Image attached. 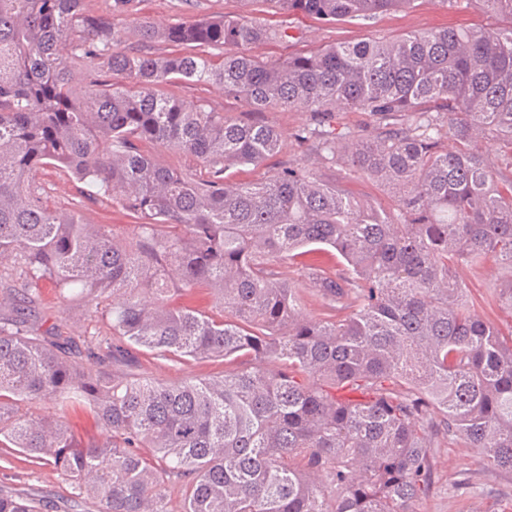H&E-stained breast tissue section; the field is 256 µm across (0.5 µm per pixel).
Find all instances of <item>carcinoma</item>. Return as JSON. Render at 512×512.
Instances as JSON below:
<instances>
[{
  "mask_svg": "<svg viewBox=\"0 0 512 512\" xmlns=\"http://www.w3.org/2000/svg\"><path fill=\"white\" fill-rule=\"evenodd\" d=\"M272 2L334 25L415 0ZM478 2L508 25L268 62L245 48L288 28L224 15L141 22V40L182 48L155 57L127 52L125 24L88 0H0V447L53 463L100 512H412L435 485L439 417L512 470V335L479 316L457 277L463 265L512 269V179L475 147L487 134L512 145V0ZM182 81L221 85L255 115L309 113L316 125L298 139L394 189L399 217L305 168L236 178L279 152L283 134L163 91ZM352 110L382 130L336 133L332 117ZM444 134L456 147L440 149ZM145 142L198 168L165 166ZM49 166L136 223L119 233L48 208L37 175ZM329 249L346 263L338 276L306 264L302 284L274 277L275 264ZM46 280L109 324L87 353L138 347L239 369L164 384L86 364L16 307V284L32 307ZM307 287L348 299L349 313L309 315ZM195 288L220 315L174 302ZM34 399L54 414L29 415ZM75 406L103 439H77ZM44 509L0 489V512Z\"/></svg>",
  "mask_w": 512,
  "mask_h": 512,
  "instance_id": "cac0c4a2",
  "label": "carcinoma"
}]
</instances>
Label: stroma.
<instances>
[{
  "instance_id": "stroma-1",
  "label": "stroma",
  "mask_w": 512,
  "mask_h": 512,
  "mask_svg": "<svg viewBox=\"0 0 512 512\" xmlns=\"http://www.w3.org/2000/svg\"><path fill=\"white\" fill-rule=\"evenodd\" d=\"M224 14L246 16L273 28L288 27L287 40H271L249 47V55L275 60L304 54L333 42L370 39L389 41L411 32L443 28H467L474 25H499L500 20L483 12L477 0H462L455 8L438 5L437 0H416L414 6L367 20H352L326 26L302 14L290 15L273 7L269 0H131L127 6L128 22L163 19L171 25ZM170 90L185 100H202L229 117L244 120L248 106L240 99L225 95L223 87L176 83ZM266 121L286 136L284 150L270 157L266 165L277 168L299 163L324 180L345 181L362 201L395 211L397 195L377 180L328 162L315 155L309 143L298 140L297 133L310 125L305 112H269ZM44 186L45 201L59 209H79L92 224H111L119 231L128 230L132 215L121 205L82 198L77 182L57 169L46 168L38 174ZM458 276L469 301L485 320L503 333L512 332V306L501 299V288L512 284V269L505 266H465ZM40 331L71 337L80 342L83 336L101 332L99 324L87 320L78 303H63L53 284H39V301L31 311ZM111 371L127 372L162 383H177L192 378L219 377L233 371V363L217 359L173 361L140 349L132 361L111 363ZM436 467V486L432 493L414 506L415 512H512V471L488 465L460 436L440 434L432 439ZM0 487L36 495L49 504L47 512H98L92 500L73 506L74 489L67 476L54 464H37L25 455L0 450Z\"/></svg>"
}]
</instances>
